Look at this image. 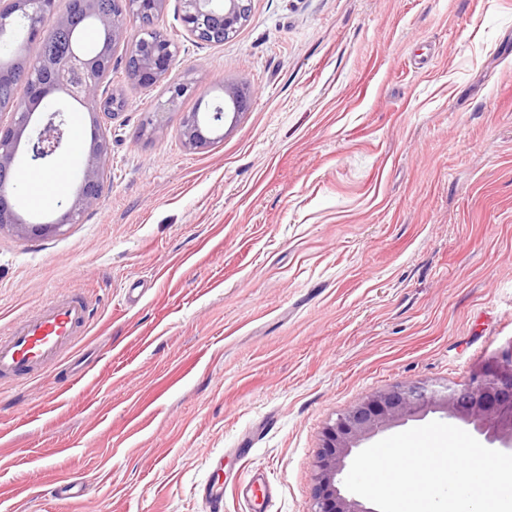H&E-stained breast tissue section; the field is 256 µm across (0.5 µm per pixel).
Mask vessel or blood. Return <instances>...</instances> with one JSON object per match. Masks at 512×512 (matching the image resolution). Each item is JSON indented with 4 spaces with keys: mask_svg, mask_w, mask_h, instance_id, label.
I'll return each instance as SVG.
<instances>
[{
    "mask_svg": "<svg viewBox=\"0 0 512 512\" xmlns=\"http://www.w3.org/2000/svg\"><path fill=\"white\" fill-rule=\"evenodd\" d=\"M91 312L88 301L74 293L16 321L0 335V381L23 379L55 364L88 327Z\"/></svg>",
    "mask_w": 512,
    "mask_h": 512,
    "instance_id": "b4317fda",
    "label": "vessel or blood"
}]
</instances>
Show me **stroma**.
<instances>
[{
  "label": "stroma",
  "instance_id": "35a3bbf8",
  "mask_svg": "<svg viewBox=\"0 0 512 512\" xmlns=\"http://www.w3.org/2000/svg\"><path fill=\"white\" fill-rule=\"evenodd\" d=\"M157 25L163 81L112 54L98 206L0 232V333L59 295L95 307L59 363L0 383V512H211L217 481L247 512L257 473L271 512H307L338 414L512 348V0H252L219 44L167 0ZM226 83L246 110L186 148ZM173 47H176L173 40L167 38ZM162 36H158L140 55L138 67L134 72L132 60H128V68L131 79L140 85H152L160 82L171 72L177 63L178 53L172 48ZM224 92V109L221 112H188L181 122V137L184 145L189 149H203L223 137L218 134L224 126L228 114L232 113V121L236 120L245 110L248 103L246 89L235 85H222ZM207 134L216 135L209 137Z\"/></svg>",
  "mask_w": 512,
  "mask_h": 512
}]
</instances>
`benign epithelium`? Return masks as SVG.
I'll use <instances>...</instances> for the list:
<instances>
[{
  "label": "benign epithelium",
  "mask_w": 512,
  "mask_h": 512,
  "mask_svg": "<svg viewBox=\"0 0 512 512\" xmlns=\"http://www.w3.org/2000/svg\"><path fill=\"white\" fill-rule=\"evenodd\" d=\"M166 0H121L118 10L105 12L102 0H70L71 11L93 18L105 32L107 41L126 45L129 51L143 41L128 38L132 22L148 15L156 18ZM180 0L181 18L189 37L204 41L213 30H224L229 38L246 22L251 13V0ZM25 8L18 11L13 0H0V45L5 34L22 22L33 38H48L51 31L68 25L69 14H58L50 0H23ZM0 54V84L14 89L13 112L8 124L0 123V231L5 228L24 236H48L65 224H79L84 215L95 208L100 199V186L107 177L110 139L107 126L99 125L98 116L105 111L108 99L103 86L109 63L98 55L74 51L61 65L50 56L28 64L27 78H13L12 60L16 50L5 46ZM178 53L163 37H157L140 55L131 79L140 85H152L171 72ZM224 109L219 112H189L181 122V137L189 149H203L223 138L219 134L227 116L237 119L248 103L246 89L225 84ZM63 96L87 108L98 124L83 164L79 188L73 200L55 221L33 224L23 217L15 202V160L20 143H25L30 161L50 162L67 144L69 128L66 109L52 108L36 127H30L34 115L33 102H49ZM441 412L448 419L473 427L490 444L512 450V348L484 361L469 379L457 386H435L408 383L374 392L352 409L337 416L323 431L322 444L314 462L313 507L308 512H378L353 496L344 494L340 484L347 460L376 435L409 421L420 420L429 413Z\"/></svg>",
  "instance_id": "1"
}]
</instances>
